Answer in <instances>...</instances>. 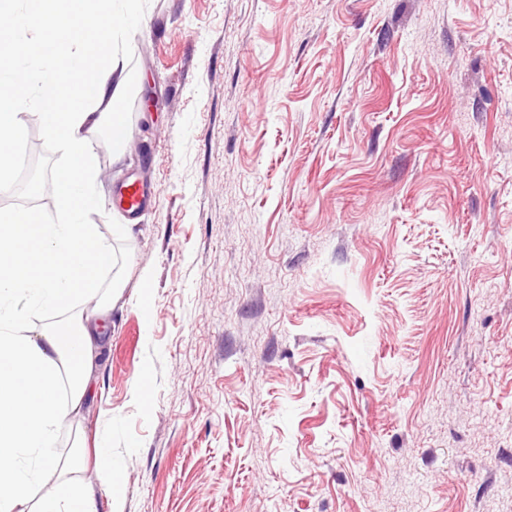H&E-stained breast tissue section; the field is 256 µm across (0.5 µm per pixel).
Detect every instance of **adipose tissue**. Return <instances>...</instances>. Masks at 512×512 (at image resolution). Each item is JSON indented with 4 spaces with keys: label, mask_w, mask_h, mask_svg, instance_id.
I'll list each match as a JSON object with an SVG mask.
<instances>
[{
    "label": "adipose tissue",
    "mask_w": 512,
    "mask_h": 512,
    "mask_svg": "<svg viewBox=\"0 0 512 512\" xmlns=\"http://www.w3.org/2000/svg\"><path fill=\"white\" fill-rule=\"evenodd\" d=\"M60 0H0V45L13 63L0 67V140L17 143L34 112L45 136L57 142L77 171L59 169L54 190L61 206L56 222L28 228L24 210L0 211V512H95L93 491L66 480V461L57 448L59 432L79 417L98 354L100 322L121 291L99 294L78 245L109 257L88 216L100 205L95 140L112 127L114 152L127 130L114 105L127 84L117 48L120 29L134 21L129 0H103L71 20ZM66 31L62 46L39 39L35 30ZM23 78L25 89L10 97L4 88ZM35 231L41 259L22 262L16 246ZM68 312L65 329L42 319Z\"/></svg>",
    "instance_id": "ef3b65f1"
}]
</instances>
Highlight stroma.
<instances>
[{"instance_id":"1","label":"stroma","mask_w":512,"mask_h":512,"mask_svg":"<svg viewBox=\"0 0 512 512\" xmlns=\"http://www.w3.org/2000/svg\"><path fill=\"white\" fill-rule=\"evenodd\" d=\"M132 10L123 291L61 455L112 445L120 512H512V0ZM19 148L0 210L57 220L64 152ZM151 201L150 186L141 180L119 185L112 195V203L130 220L138 219Z\"/></svg>"}]
</instances>
